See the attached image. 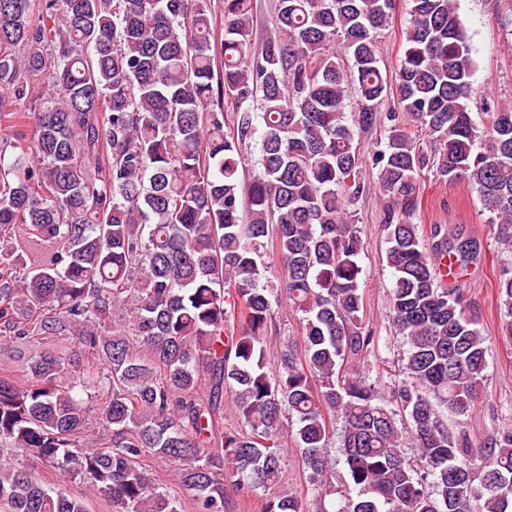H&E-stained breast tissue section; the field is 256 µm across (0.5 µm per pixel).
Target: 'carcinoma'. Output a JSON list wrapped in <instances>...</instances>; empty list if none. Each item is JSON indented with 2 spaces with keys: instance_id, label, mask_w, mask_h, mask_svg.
I'll return each instance as SVG.
<instances>
[{
  "instance_id": "cac0c4a2",
  "label": "carcinoma",
  "mask_w": 512,
  "mask_h": 512,
  "mask_svg": "<svg viewBox=\"0 0 512 512\" xmlns=\"http://www.w3.org/2000/svg\"><path fill=\"white\" fill-rule=\"evenodd\" d=\"M410 2L390 75L376 34L394 0H277L258 52L252 0H223L221 39L211 0H46L36 22L31 0H0V338L78 340L0 370V447L29 461L0 465V512H88L90 496L112 512H181L141 466L146 452L176 464L195 512H236L275 487L263 512H306L282 487L289 432L317 512H512V432L475 436L443 417H468L485 378L480 315L443 284L478 243L436 226L428 249L414 222L430 170L477 193L512 252V109L486 113L475 150L474 61L454 0ZM390 97L399 111L371 163L408 348L385 394L364 372L379 337L360 316L354 128L376 125ZM497 288L512 333V266ZM42 467L89 494L54 490Z\"/></svg>"
}]
</instances>
